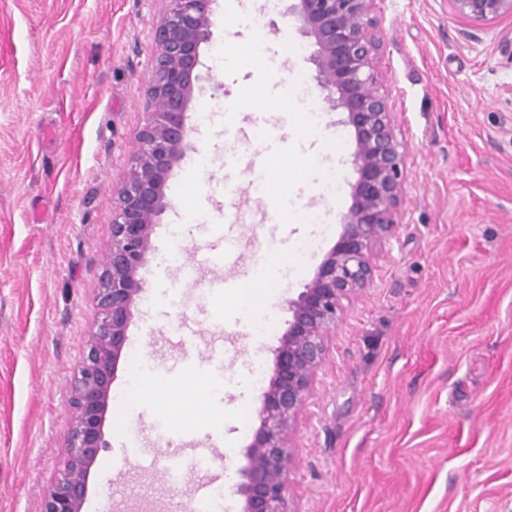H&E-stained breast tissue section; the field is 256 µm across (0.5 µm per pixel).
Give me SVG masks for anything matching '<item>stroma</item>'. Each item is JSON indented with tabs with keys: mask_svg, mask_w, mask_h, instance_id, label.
Here are the masks:
<instances>
[{
	"mask_svg": "<svg viewBox=\"0 0 512 512\" xmlns=\"http://www.w3.org/2000/svg\"><path fill=\"white\" fill-rule=\"evenodd\" d=\"M292 0H216L189 142L167 190L145 282L112 384L106 448L85 512H191L220 478L224 512L259 425L273 349L297 298L341 232L356 179L354 139L313 76ZM163 0H0V512H40L66 455L70 385L98 318L112 201L151 107L153 34ZM384 86L407 144L396 237L328 342L300 415L290 464L293 512H512V23L465 38L447 0H382ZM261 92V106L248 97ZM238 158L224 165L226 153ZM289 158L290 168L267 166ZM262 178L233 201L224 183ZM242 206L238 258L181 282ZM317 249L297 259V241ZM178 261H168L172 250ZM266 275L260 299H218L212 283ZM273 335L256 341L260 316ZM224 352L221 377L200 357ZM178 385L209 384L202 420L118 402L132 364ZM224 441L214 468L173 485L167 446L186 459Z\"/></svg>",
	"mask_w": 512,
	"mask_h": 512,
	"instance_id": "stroma-1",
	"label": "stroma"
}]
</instances>
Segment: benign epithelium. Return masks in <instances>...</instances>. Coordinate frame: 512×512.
<instances>
[{
  "instance_id": "obj_1",
  "label": "benign epithelium",
  "mask_w": 512,
  "mask_h": 512,
  "mask_svg": "<svg viewBox=\"0 0 512 512\" xmlns=\"http://www.w3.org/2000/svg\"><path fill=\"white\" fill-rule=\"evenodd\" d=\"M154 33L149 113L138 149L117 191L112 243L97 288L99 317L71 383V418L64 468L45 489L40 512H83L91 469L103 448L112 383L128 329L144 291L140 271L152 251L157 218L169 207L168 182L189 146L186 120L202 76L201 48L211 37L214 0H165ZM311 39L317 86L352 129L357 179L342 232L304 290L274 349L260 424L247 447L237 493L240 512H292L288 469L301 407L326 358L327 339L347 306L367 288L375 250L395 237L407 181V145L382 86L378 0H293L288 8ZM464 33L512 19V0H448Z\"/></svg>"
}]
</instances>
